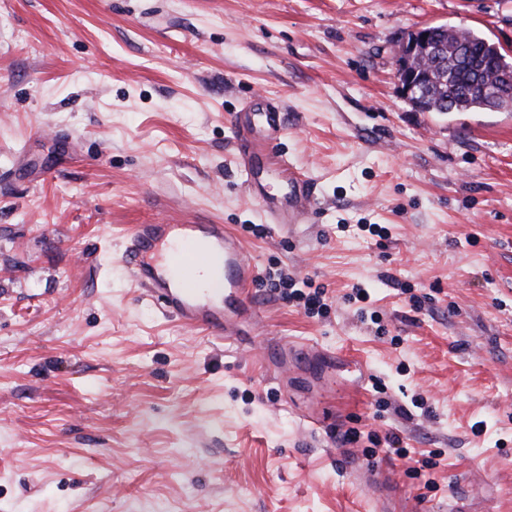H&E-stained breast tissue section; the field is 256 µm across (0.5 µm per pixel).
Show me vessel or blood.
<instances>
[{
  "mask_svg": "<svg viewBox=\"0 0 512 512\" xmlns=\"http://www.w3.org/2000/svg\"><path fill=\"white\" fill-rule=\"evenodd\" d=\"M284 109L269 102L245 105L232 117L240 168L251 173L255 160L278 138ZM285 192L281 200L258 194L254 202L265 220L273 224H303L316 205V185L295 166L281 161ZM128 273L149 299L182 325L204 329L218 338L240 336L254 325L257 313L248 305L247 291L259 268L240 241L220 224H138L122 253ZM318 350L307 343H288L268 356L274 370L293 356L313 357Z\"/></svg>",
  "mask_w": 512,
  "mask_h": 512,
  "instance_id": "vessel-or-blood-1",
  "label": "vessel or blood"
}]
</instances>
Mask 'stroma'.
I'll list each match as a JSON object with an SVG mask.
<instances>
[{"mask_svg": "<svg viewBox=\"0 0 512 512\" xmlns=\"http://www.w3.org/2000/svg\"><path fill=\"white\" fill-rule=\"evenodd\" d=\"M426 24L512 54V0H0V512H512V111L400 97ZM262 96L318 212L258 238L248 187L282 182L262 158L244 184L231 118ZM189 221L328 312L253 283L246 345L164 314L124 236ZM293 340L334 369L280 388ZM271 291L279 290L282 294H288L289 299L296 300L303 307L306 314L319 315L327 312L328 303H326V293L324 288H315L314 291L304 292L302 289H293L296 283L287 272L279 270L276 273H269L266 279ZM288 290H291L289 293ZM318 353L319 350L308 343H286L277 354L265 357V361L268 367L276 371L288 365V358L290 360L295 355L313 357Z\"/></svg>", "mask_w": 512, "mask_h": 512, "instance_id": "35a3bbf8", "label": "stroma"}]
</instances>
